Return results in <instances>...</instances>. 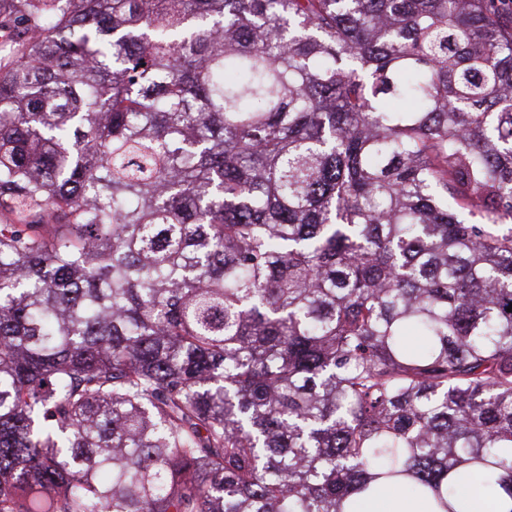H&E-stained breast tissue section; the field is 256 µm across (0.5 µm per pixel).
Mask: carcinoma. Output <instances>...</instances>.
I'll use <instances>...</instances> for the list:
<instances>
[{
	"label": "carcinoma",
	"instance_id": "1",
	"mask_svg": "<svg viewBox=\"0 0 512 512\" xmlns=\"http://www.w3.org/2000/svg\"><path fill=\"white\" fill-rule=\"evenodd\" d=\"M0 28V512L512 498V0Z\"/></svg>",
	"mask_w": 512,
	"mask_h": 512
}]
</instances>
